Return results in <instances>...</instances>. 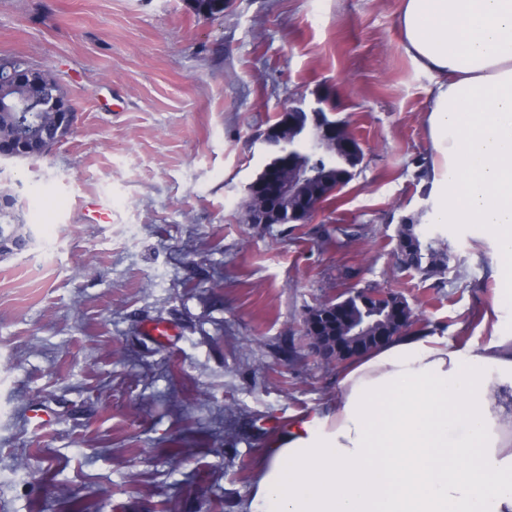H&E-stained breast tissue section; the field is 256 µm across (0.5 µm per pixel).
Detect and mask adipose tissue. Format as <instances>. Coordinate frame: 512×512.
I'll list each match as a JSON object with an SVG mask.
<instances>
[{
  "label": "adipose tissue",
  "instance_id": "obj_1",
  "mask_svg": "<svg viewBox=\"0 0 512 512\" xmlns=\"http://www.w3.org/2000/svg\"><path fill=\"white\" fill-rule=\"evenodd\" d=\"M433 78L432 224H481L496 282L483 343L404 331L344 365L252 463L243 512H512V0H402Z\"/></svg>",
  "mask_w": 512,
  "mask_h": 512
}]
</instances>
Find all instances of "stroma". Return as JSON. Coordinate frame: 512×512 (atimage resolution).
I'll list each match as a JSON object with an SVG mask.
<instances>
[{
	"instance_id": "obj_1",
	"label": "stroma",
	"mask_w": 512,
	"mask_h": 512,
	"mask_svg": "<svg viewBox=\"0 0 512 512\" xmlns=\"http://www.w3.org/2000/svg\"><path fill=\"white\" fill-rule=\"evenodd\" d=\"M400 7L224 0L212 20L189 0H0V58L51 70L77 114L45 157L0 164L35 236L0 257V512H240L249 460L335 395L302 321L346 290L482 342L484 226L420 225L448 245L442 275L397 254L425 204L432 84ZM291 104L345 124L363 159L311 223H249L263 133ZM93 199L108 223L87 222Z\"/></svg>"
}]
</instances>
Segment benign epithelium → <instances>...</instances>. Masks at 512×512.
<instances>
[{"label":"benign epithelium","mask_w":512,"mask_h":512,"mask_svg":"<svg viewBox=\"0 0 512 512\" xmlns=\"http://www.w3.org/2000/svg\"><path fill=\"white\" fill-rule=\"evenodd\" d=\"M24 87L21 99L0 96V108L17 110L28 104L38 111L47 108L60 113V120L53 131L46 136L30 137L20 131L17 137L25 142L21 150L37 157L48 153L60 133L72 132L76 123V113L69 103L57 95L48 93V81L45 70L26 64L14 73ZM288 113L293 115L290 126L307 124L311 126L318 140L311 142L313 149H318V142L329 143L346 155L347 169L343 170L336 187H341L350 176L349 168L359 164L361 159L357 139L342 126L327 118L325 111L315 108L307 111L300 106H291ZM288 128L266 129L264 139L277 156L265 167L261 177L252 184L253 195L258 200V207L250 215L254 224H306L316 214L321 202L313 201L306 193V183L318 175V169L308 167L288 171ZM34 241L32 232L22 237L0 238V254H15L27 249ZM355 300L362 305L374 302L379 307H388L392 318L385 325L370 331L351 328L349 321L351 303ZM410 325V310L401 299H393L389 293L371 290H358L340 301H327L310 310L304 320L306 336L309 338L315 354L327 363H343L358 355L385 343L391 337L401 333Z\"/></svg>","instance_id":"benign-epithelium-1"}]
</instances>
